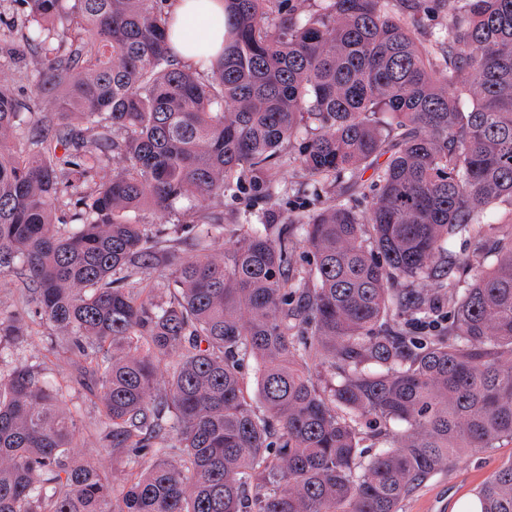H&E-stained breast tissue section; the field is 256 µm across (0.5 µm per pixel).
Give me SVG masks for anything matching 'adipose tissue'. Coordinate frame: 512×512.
<instances>
[{"label":"adipose tissue","mask_w":512,"mask_h":512,"mask_svg":"<svg viewBox=\"0 0 512 512\" xmlns=\"http://www.w3.org/2000/svg\"><path fill=\"white\" fill-rule=\"evenodd\" d=\"M175 24L171 32L174 49L183 61L199 52L220 55L224 48L223 0H175Z\"/></svg>","instance_id":"1"}]
</instances>
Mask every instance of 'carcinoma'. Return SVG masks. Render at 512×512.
I'll return each mask as SVG.
<instances>
[{
  "label": "carcinoma",
  "mask_w": 512,
  "mask_h": 512,
  "mask_svg": "<svg viewBox=\"0 0 512 512\" xmlns=\"http://www.w3.org/2000/svg\"><path fill=\"white\" fill-rule=\"evenodd\" d=\"M12 2L0 56L30 55L35 104L0 82V280L21 290L0 349L56 334L0 370V512H398L461 455L512 443V223L484 217L512 200V0H442L438 77L391 0H224V51L195 66L171 0ZM293 150L315 182L373 170L367 211L288 218L305 271L273 224L216 250L207 203L246 177L272 195ZM185 198L202 206L167 238L128 217ZM455 264L480 270L469 287L444 286ZM443 313L446 334H416ZM61 355L123 485L77 453L70 388L44 380ZM475 498L512 512V460ZM50 329L48 327H34V333L32 338L19 350L14 351V355H18L19 357H42V354H45V347L48 346L50 342V337L48 333Z\"/></svg>",
  "instance_id": "obj_1"
}]
</instances>
